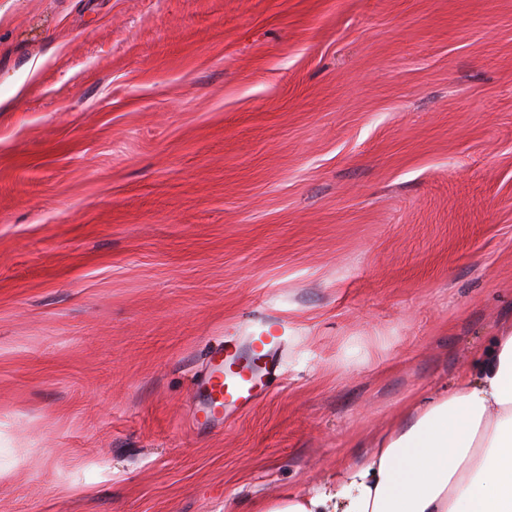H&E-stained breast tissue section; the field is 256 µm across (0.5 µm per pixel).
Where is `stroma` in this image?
I'll return each instance as SVG.
<instances>
[{
    "mask_svg": "<svg viewBox=\"0 0 512 512\" xmlns=\"http://www.w3.org/2000/svg\"><path fill=\"white\" fill-rule=\"evenodd\" d=\"M511 321L512 0H0V512H262ZM287 331L286 321L259 318L247 326L248 336H224L210 344L201 369L191 379L193 430L220 428L225 412L250 408L259 401L261 388L282 368Z\"/></svg>",
    "mask_w": 512,
    "mask_h": 512,
    "instance_id": "obj_1",
    "label": "stroma"
}]
</instances>
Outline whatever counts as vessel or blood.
Returning a JSON list of instances; mask_svg holds the SVG:
<instances>
[{
    "label": "vessel or blood",
    "mask_w": 512,
    "mask_h": 512,
    "mask_svg": "<svg viewBox=\"0 0 512 512\" xmlns=\"http://www.w3.org/2000/svg\"><path fill=\"white\" fill-rule=\"evenodd\" d=\"M288 324L259 318L243 336H227L207 349L200 370L191 379L193 402L190 425L205 432L220 428L224 414L254 406L261 389L280 372Z\"/></svg>",
    "instance_id": "vessel-or-blood-1"
}]
</instances>
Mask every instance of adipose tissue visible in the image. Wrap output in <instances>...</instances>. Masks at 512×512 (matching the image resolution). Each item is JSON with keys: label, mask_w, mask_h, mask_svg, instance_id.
<instances>
[{"label": "adipose tissue", "mask_w": 512, "mask_h": 512, "mask_svg": "<svg viewBox=\"0 0 512 512\" xmlns=\"http://www.w3.org/2000/svg\"><path fill=\"white\" fill-rule=\"evenodd\" d=\"M266 512H512V324L447 389L343 456L335 484Z\"/></svg>", "instance_id": "adipose-tissue-1"}]
</instances>
